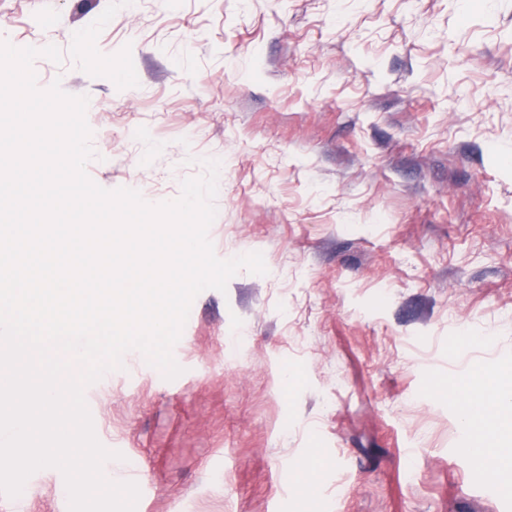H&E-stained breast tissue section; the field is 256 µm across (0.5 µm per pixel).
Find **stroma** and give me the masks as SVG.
<instances>
[{
  "label": "stroma",
  "mask_w": 512,
  "mask_h": 512,
  "mask_svg": "<svg viewBox=\"0 0 512 512\" xmlns=\"http://www.w3.org/2000/svg\"><path fill=\"white\" fill-rule=\"evenodd\" d=\"M87 34L99 56L77 46ZM89 98L99 186L151 204L220 163L214 252L165 379L85 389L136 512H512L449 380L512 366V0H0ZM0 512H68L35 472Z\"/></svg>",
  "instance_id": "1"
}]
</instances>
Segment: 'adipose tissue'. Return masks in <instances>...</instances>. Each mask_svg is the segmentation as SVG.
<instances>
[{"mask_svg": "<svg viewBox=\"0 0 512 512\" xmlns=\"http://www.w3.org/2000/svg\"><path fill=\"white\" fill-rule=\"evenodd\" d=\"M452 396L461 398L463 429L472 430L482 449L480 464L495 463L512 471V384L481 387L467 380L449 384Z\"/></svg>", "mask_w": 512, "mask_h": 512, "instance_id": "obj_1", "label": "adipose tissue"}]
</instances>
